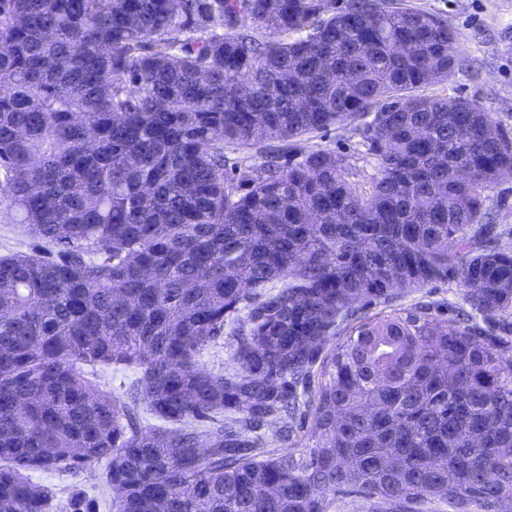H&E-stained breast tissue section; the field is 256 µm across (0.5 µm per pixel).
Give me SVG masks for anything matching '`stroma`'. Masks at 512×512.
<instances>
[{"label": "stroma", "instance_id": "1", "mask_svg": "<svg viewBox=\"0 0 512 512\" xmlns=\"http://www.w3.org/2000/svg\"><path fill=\"white\" fill-rule=\"evenodd\" d=\"M413 6L447 19L457 32L456 69L448 80L427 87L436 96H461L481 105L494 119L512 128V0H411ZM354 127H333L302 138L303 148H328L347 156L357 181L376 173L375 163L365 155ZM33 239L19 224L9 197L0 191V255L26 252ZM98 465L77 471L34 470L32 481L51 488L58 501L75 491L91 490L98 478Z\"/></svg>", "mask_w": 512, "mask_h": 512}]
</instances>
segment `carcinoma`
<instances>
[{"mask_svg":"<svg viewBox=\"0 0 512 512\" xmlns=\"http://www.w3.org/2000/svg\"><path fill=\"white\" fill-rule=\"evenodd\" d=\"M455 38L410 0H0V175L36 240L0 256V512H53L27 471L92 464L109 512L512 499V232L485 205L512 129L423 93ZM352 124L365 188L290 144ZM446 282L467 318L394 307ZM229 327L224 330V339L218 340L200 359L201 365L207 369H217L224 366L231 353ZM328 503L327 512H390L383 500L366 499L354 494H322Z\"/></svg>","mask_w":512,"mask_h":512,"instance_id":"carcinoma-1","label":"carcinoma"}]
</instances>
